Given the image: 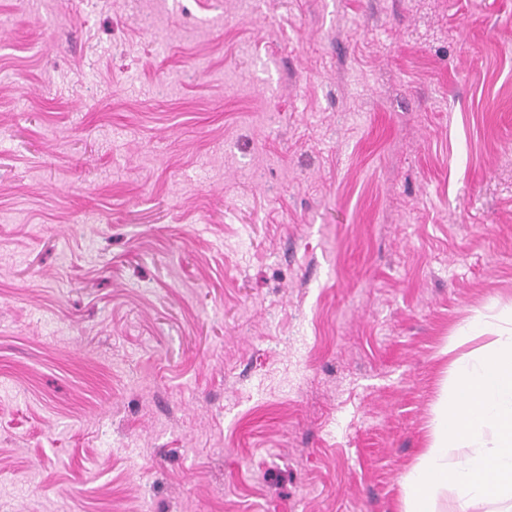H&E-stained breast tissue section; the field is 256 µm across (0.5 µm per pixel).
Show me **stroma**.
Here are the masks:
<instances>
[{
  "mask_svg": "<svg viewBox=\"0 0 512 512\" xmlns=\"http://www.w3.org/2000/svg\"><path fill=\"white\" fill-rule=\"evenodd\" d=\"M511 312L512 0H0V512H403Z\"/></svg>",
  "mask_w": 512,
  "mask_h": 512,
  "instance_id": "stroma-1",
  "label": "stroma"
}]
</instances>
